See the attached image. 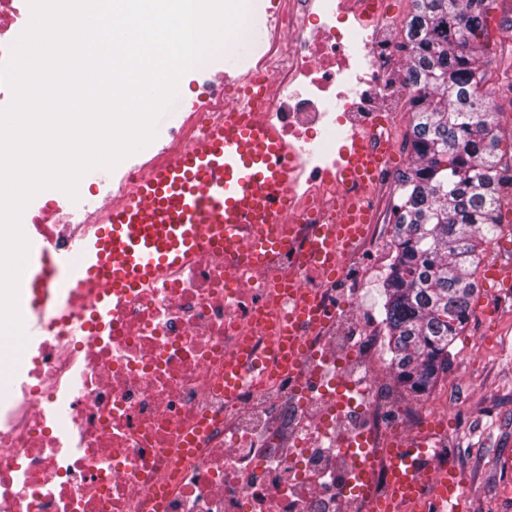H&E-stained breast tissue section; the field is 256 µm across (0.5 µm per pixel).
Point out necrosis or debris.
I'll list each match as a JSON object with an SVG mask.
<instances>
[{"instance_id": "obj_1", "label": "necrosis or debris", "mask_w": 512, "mask_h": 512, "mask_svg": "<svg viewBox=\"0 0 512 512\" xmlns=\"http://www.w3.org/2000/svg\"><path fill=\"white\" fill-rule=\"evenodd\" d=\"M390 6L279 0L276 28L249 59L242 91L263 85L262 120L309 172L277 243L244 231L232 253H201L73 322L46 314L32 358L0 341V512H384L392 452L407 441L427 448L425 494L396 512H436L448 399L404 395L384 369V327L361 303L363 267L388 235L376 188L389 168L363 197L358 235L329 263L314 255L319 226L344 204L336 138L353 130L393 147L409 98ZM226 104L223 90L196 85L156 161L206 134ZM59 211H24L25 235L63 244L71 226ZM303 307L318 321H295Z\"/></svg>"}]
</instances>
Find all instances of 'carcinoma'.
Listing matches in <instances>:
<instances>
[{
	"label": "carcinoma",
	"mask_w": 512,
	"mask_h": 512,
	"mask_svg": "<svg viewBox=\"0 0 512 512\" xmlns=\"http://www.w3.org/2000/svg\"><path fill=\"white\" fill-rule=\"evenodd\" d=\"M404 47L412 89V162L382 288L388 365L425 397L468 323L474 275L499 224L503 161L485 51L491 0H412Z\"/></svg>",
	"instance_id": "obj_1"
}]
</instances>
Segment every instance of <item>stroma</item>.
Listing matches in <instances>:
<instances>
[{
  "label": "stroma",
  "mask_w": 512,
  "mask_h": 512,
  "mask_svg": "<svg viewBox=\"0 0 512 512\" xmlns=\"http://www.w3.org/2000/svg\"><path fill=\"white\" fill-rule=\"evenodd\" d=\"M509 17L512 0H493L489 43L482 60L494 90L498 129L512 141V29L500 24ZM259 44L250 30L232 50L222 52L219 68L225 97H236V80ZM410 124V118H403L391 176L379 189L388 224L394 223L402 200L400 176L411 164ZM494 265L512 271V251L488 246L476 272L478 291L472 315L450 348L447 372L436 383L451 393L448 407L455 425L448 430L446 446L460 475L471 481L468 512H512V503L499 493L500 485L512 482V290L490 286L488 270Z\"/></svg>",
  "instance_id": "obj_1"
}]
</instances>
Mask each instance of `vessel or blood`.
<instances>
[{
    "label": "vessel or blood",
    "mask_w": 512,
    "mask_h": 512,
    "mask_svg": "<svg viewBox=\"0 0 512 512\" xmlns=\"http://www.w3.org/2000/svg\"><path fill=\"white\" fill-rule=\"evenodd\" d=\"M265 106L260 91L246 105L226 108L208 136L149 169L131 192L101 209L94 231L72 237L60 254L42 250L29 282L32 309L49 306L69 320L107 292L159 279L201 252L233 249L248 225H262L273 237L275 225L288 217L300 163L277 130L259 119ZM387 160L385 147L355 136L337 181L349 189L369 187ZM366 220L351 206L335 224L321 227L320 257L328 258ZM66 269L75 272L69 290L55 294L52 285ZM414 451L406 445L392 458L395 499L415 498L423 487L408 472Z\"/></svg>",
    "instance_id": "1"
}]
</instances>
